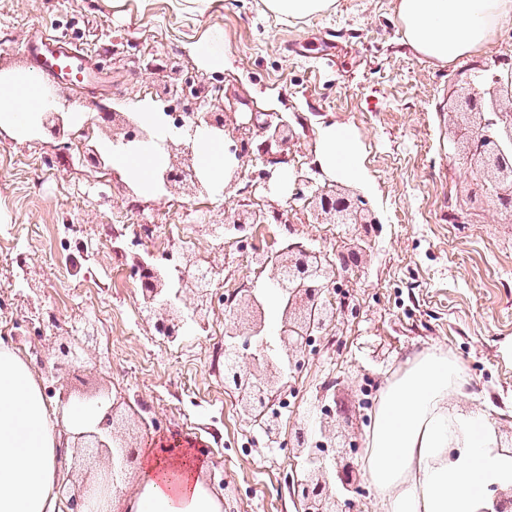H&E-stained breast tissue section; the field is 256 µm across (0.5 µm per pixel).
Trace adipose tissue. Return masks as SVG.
<instances>
[{"label":"adipose tissue","mask_w":512,"mask_h":512,"mask_svg":"<svg viewBox=\"0 0 512 512\" xmlns=\"http://www.w3.org/2000/svg\"><path fill=\"white\" fill-rule=\"evenodd\" d=\"M404 40L414 52L452 62L484 45L512 20V0H398ZM55 99L36 72L0 71V131L16 139L38 135ZM112 167L137 194L157 193L158 145L112 144ZM199 170L222 189L235 167L224 141L197 135ZM317 161L331 177L364 179L360 143L345 126L322 129ZM466 373L447 354L427 351L409 360L382 389L367 435L364 465L382 512H483L491 487H512V451L501 448L488 415L452 406L464 396ZM89 412L50 411L27 365L0 345V512H56L61 427L92 420ZM144 479L128 512H223L222 500L195 462L159 467L142 460Z\"/></svg>","instance_id":"ef3b65f1"}]
</instances>
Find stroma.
Masks as SVG:
<instances>
[{"label": "stroma", "instance_id": "stroma-1", "mask_svg": "<svg viewBox=\"0 0 512 512\" xmlns=\"http://www.w3.org/2000/svg\"><path fill=\"white\" fill-rule=\"evenodd\" d=\"M213 28L224 32L220 72L200 68L190 49ZM49 31L95 53L90 89L56 87L82 122L97 104L132 112L163 84L189 81L209 101L233 102L238 122L258 110L288 124L286 163L246 162L220 197L143 198L111 167L82 160L79 143L0 133V310L11 314L0 344L22 357L50 407L59 404L52 388L108 395L117 419H136L141 450L174 432L207 446L206 468L223 476L236 512H301L288 490L291 470L303 466L289 442L295 429L324 401L346 412V435L365 442L381 389L408 358L439 348L467 374L459 406L489 411L502 447L512 446V216L496 213L489 183L465 164L448 124L468 93L490 87L491 73L512 69V23L443 64L404 46L395 0H334L299 20L273 15L263 0H212L201 11L190 0H0V68L30 67L27 47ZM330 124L357 135L364 181L320 169L319 132ZM323 188L363 197L372 225L313 223ZM237 202L283 210L287 222L220 239L213 226ZM118 210L158 225L156 238L127 233L114 253ZM173 224L201 240L228 292L270 284L260 266L242 271L243 252L300 242L333 258L368 255L362 267L338 271L358 312L337 314L320 352L292 377L281 444L242 420L225 393L223 344L196 324L167 347L131 286L128 255L153 254L165 268L190 262L167 243ZM86 321L99 342L76 378L53 348Z\"/></svg>", "mask_w": 512, "mask_h": 512}]
</instances>
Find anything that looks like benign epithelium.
<instances>
[{
  "label": "benign epithelium",
  "mask_w": 512,
  "mask_h": 512,
  "mask_svg": "<svg viewBox=\"0 0 512 512\" xmlns=\"http://www.w3.org/2000/svg\"><path fill=\"white\" fill-rule=\"evenodd\" d=\"M466 110L473 117L472 125L464 129L465 157L469 164H483L495 191V204L499 208L512 207V71L493 77V87L486 91L475 90L465 99ZM102 131L112 132V139L125 142L145 139L143 127L121 112L106 106L99 107ZM190 127L206 126L224 131L234 115L225 106L205 108L198 103L186 108ZM252 125L258 127L265 140L259 144V156L270 164H277L282 155L272 152V147L287 144L285 124L274 122L271 114L256 111L251 114ZM42 126L54 137L64 134L60 115L46 113ZM171 158L163 171L165 187L172 191L183 190L189 194L203 189V181L193 165V144L168 141L163 144ZM364 200L342 192L322 191L315 194L314 217L318 224L362 225ZM238 233L244 234L252 224H284V212L277 209L269 213L250 209H237L231 219ZM260 267L269 268L270 279L283 299L284 311L278 330L279 356L285 369H277L267 352L269 330L260 314L261 295L248 290L230 300L224 353L231 362L224 367V388L237 396L242 417L247 421L261 420L263 428L273 440H280L281 424L274 400L286 394L289 388L288 369L301 365L306 355L307 337L327 330L337 311L322 302L323 296L333 287L336 279L335 261L328 255L313 251L303 245L292 244L282 252L257 259ZM133 268L143 281L142 299L155 332L169 340L182 335L184 324L191 318L204 321L212 307L211 290L201 287V281L178 277L177 287L158 278L155 269L147 267L132 257ZM98 337L94 325L88 324L84 336L77 343H61L59 352L67 368L80 370L89 359ZM62 406L97 408L101 415L84 428L71 433L72 458L86 466L96 461L102 465L93 469L90 476L81 480L67 493L69 512H112L111 503L118 489V479L127 474L138 460L137 447L119 434L115 423L114 406L106 400L73 396L70 390L59 392ZM345 412L325 410L318 422L321 438L334 447L331 461L315 454L305 433L296 432L295 450L305 458L306 468L288 478L289 492L302 506V512H343L338 507L336 483L344 490L358 494L360 486L353 479V455L357 445L348 441L337 424ZM484 512H512V489L500 490L491 499V508Z\"/></svg>",
  "instance_id": "benign-epithelium-1"
}]
</instances>
